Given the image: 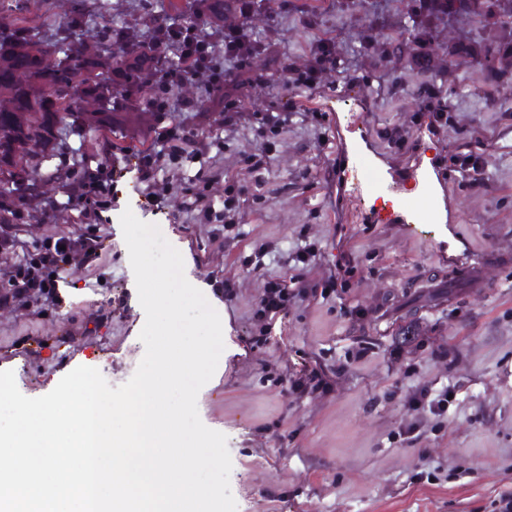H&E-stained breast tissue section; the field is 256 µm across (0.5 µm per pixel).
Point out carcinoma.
Instances as JSON below:
<instances>
[{
	"mask_svg": "<svg viewBox=\"0 0 512 512\" xmlns=\"http://www.w3.org/2000/svg\"><path fill=\"white\" fill-rule=\"evenodd\" d=\"M265 7V0H211L206 13L216 22L226 14L248 19ZM28 9L29 0H7L10 15L0 22V196L17 207L38 180L32 162L52 160L62 130L84 138L106 129L125 138L148 128L152 113L141 107L165 75V14L125 19L115 30L107 23L101 40L90 43L83 37L92 17L89 0H69L58 38L44 44L25 26ZM450 17L471 32L448 36L442 55L434 56L427 42ZM143 27L152 32L148 41L140 39ZM368 29L359 53L378 68L417 71L415 95L423 102L442 107L444 95L460 88L457 60L472 66L475 95L512 81V0H411L404 22L385 14L370 19ZM333 61L336 74L349 76L341 51L326 55L318 45L311 53L319 69Z\"/></svg>",
	"mask_w": 512,
	"mask_h": 512,
	"instance_id": "cac0c4a2",
	"label": "carcinoma"
}]
</instances>
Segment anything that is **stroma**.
<instances>
[{"label":"stroma","mask_w":512,"mask_h":512,"mask_svg":"<svg viewBox=\"0 0 512 512\" xmlns=\"http://www.w3.org/2000/svg\"><path fill=\"white\" fill-rule=\"evenodd\" d=\"M322 18L305 27L268 0L249 22L264 43L253 62L266 79L244 101L255 112L289 111L288 130L266 169L250 127L224 141L221 204L232 179L262 195L239 223H191L185 199L151 203L137 166L112 151L110 208L95 227L61 211L13 225L20 247L0 269L50 237H97L81 264L62 265L52 309L0 304V371L20 392L49 393L78 366L126 383L144 356L145 324L120 224L142 204L184 259L186 279L205 283L224 306L229 355L200 390L201 421L226 435L238 512H493L512 493V83L484 99L449 97L446 124L432 126L407 71L403 91L378 88V70L354 51L368 10L337 16L334 0H306ZM332 38L350 54V78L327 73L318 87L291 84L288 63ZM406 130L404 147L386 130ZM435 199L438 219L406 229L397 207ZM310 247L307 263L292 261ZM480 266L486 285L456 277ZM287 285V306L261 312L270 285ZM55 348L57 357L42 354ZM449 393L448 408L428 403Z\"/></svg>","instance_id":"stroma-1"}]
</instances>
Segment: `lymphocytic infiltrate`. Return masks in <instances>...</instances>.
<instances>
[{
	"mask_svg": "<svg viewBox=\"0 0 512 512\" xmlns=\"http://www.w3.org/2000/svg\"><path fill=\"white\" fill-rule=\"evenodd\" d=\"M172 36L169 48L176 52L177 63L167 72L163 83L155 86L151 109L158 115L182 112L199 106L196 98L175 96L176 87L185 86L189 77H197L207 93L224 114L225 134L234 133L241 122L255 127L260 141L256 153L243 157L242 162L252 170L265 168L270 153L288 128L289 113L270 108L263 112H244L243 97L246 91L262 82V77L252 68L251 59L237 43L228 42L217 47L206 26L170 22ZM156 150L144 154L139 177L157 200H165L171 188H179L192 197L190 219L197 224H234L248 201V190L236 182H225L224 203L215 208L208 201V190L217 178L214 167H199L194 174L182 176L184 162L195 161L211 150H223V136L210 140L190 136L185 127L166 128L158 139ZM69 182L63 198L42 201V216L59 210L75 212L82 223H98L101 213L110 204L111 173L104 163L96 167H69ZM51 254L41 260L16 263L11 268V281L21 288L39 291L42 297H52L55 281L48 274Z\"/></svg>",
	"mask_w": 512,
	"mask_h": 512,
	"instance_id": "obj_1",
	"label": "lymphocytic infiltrate"
}]
</instances>
